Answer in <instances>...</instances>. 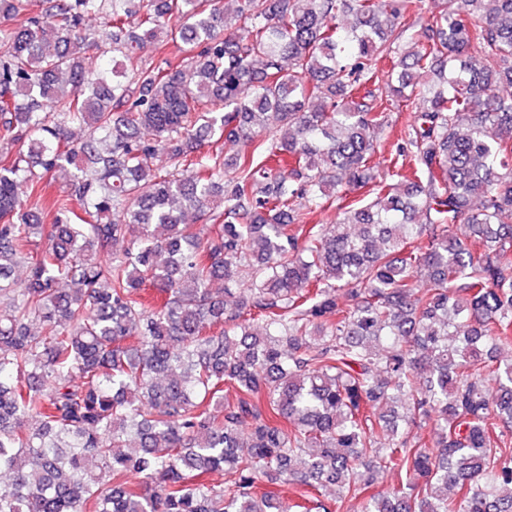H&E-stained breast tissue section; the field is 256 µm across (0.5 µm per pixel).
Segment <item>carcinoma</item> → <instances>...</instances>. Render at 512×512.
<instances>
[{"mask_svg": "<svg viewBox=\"0 0 512 512\" xmlns=\"http://www.w3.org/2000/svg\"><path fill=\"white\" fill-rule=\"evenodd\" d=\"M0 18V512H512V0ZM388 117L390 125L393 126V132L389 134V129H387L379 142L377 161L381 163L380 173L385 170L384 159L389 158L390 153H394L396 133L408 123L411 117V112L405 110L403 112H397V110H394V112H389Z\"/></svg>", "mask_w": 512, "mask_h": 512, "instance_id": "cac0c4a2", "label": "carcinoma"}]
</instances>
